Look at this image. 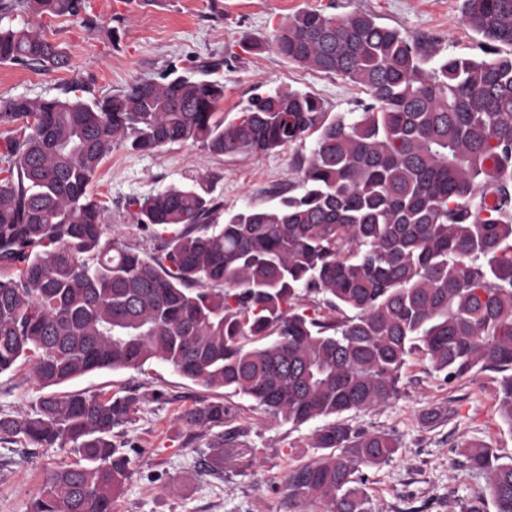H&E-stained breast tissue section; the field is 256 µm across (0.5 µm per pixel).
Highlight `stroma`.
Segmentation results:
<instances>
[{"instance_id":"obj_1","label":"stroma","mask_w":512,"mask_h":512,"mask_svg":"<svg viewBox=\"0 0 512 512\" xmlns=\"http://www.w3.org/2000/svg\"><path fill=\"white\" fill-rule=\"evenodd\" d=\"M94 27L70 17L14 13L0 26L32 27L61 45L67 66L35 72L0 63V97H55L65 90L82 99L110 95L157 77L169 67L187 70L202 61L221 66L225 121L234 120L255 94L277 88L310 91L329 114L354 110L360 88L333 76L254 51L277 27L304 10L338 15L371 14L379 22L433 37L440 55H479L474 34L460 22L462 0H85ZM297 150L216 156L186 142L152 153L115 149L104 159L90 193L106 209L107 234L140 252L154 253L160 240L140 229L125 209L127 198L169 186L200 185L224 212L278 204L275 188L295 180ZM61 392L135 395L139 411L117 429L115 442L129 459V476L113 512H297L284 495L288 474L320 456L313 446L319 421L295 425L272 420L250 399L208 389L152 361L138 369L100 370L67 382ZM45 391L22 359L0 373V414L31 411ZM234 405L235 426L244 429L246 460L224 463V475L201 474L209 435L186 443L181 415L201 401ZM352 429L387 432L396 453L363 469L370 512H496L489 481L463 464L462 453L488 446L512 458V428L497 411L496 375L473 369L448 379L421 353L410 354L401 393L386 406L350 411ZM69 448L0 443V512H29L48 473L74 462Z\"/></svg>"}]
</instances>
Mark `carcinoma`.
Wrapping results in <instances>:
<instances>
[{
    "label": "carcinoma",
    "instance_id": "1",
    "mask_svg": "<svg viewBox=\"0 0 512 512\" xmlns=\"http://www.w3.org/2000/svg\"><path fill=\"white\" fill-rule=\"evenodd\" d=\"M84 9L0 0V18ZM461 20L482 57L437 58L433 41L369 14H294L264 48L363 88L358 111L333 117L310 92L276 89L226 124L217 64L91 101L0 98V125L19 123L0 146V267L14 270L0 277V373L30 355L49 390L32 413L0 415V441L69 444L77 456L47 475L30 512H112L129 464L113 437L138 398L52 388L153 360L276 421H325L313 438L325 454L284 483L301 512H370L356 475L396 444L339 417L395 399L415 351L447 378L479 363L501 374L498 412L512 429V0H463ZM0 62L48 71L67 57L39 30L0 27ZM313 134L290 195L229 215L218 232L209 228L221 204L202 187L129 199L140 228L165 233L152 257L105 236L104 207L88 192L120 147L191 142L252 155L301 148ZM312 292L340 317L300 306ZM267 336L263 348L242 344ZM233 413L222 401L189 409V439ZM241 437L215 436L203 472L224 473ZM464 457L489 475L496 512H512V458L488 447Z\"/></svg>",
    "mask_w": 512,
    "mask_h": 512
}]
</instances>
